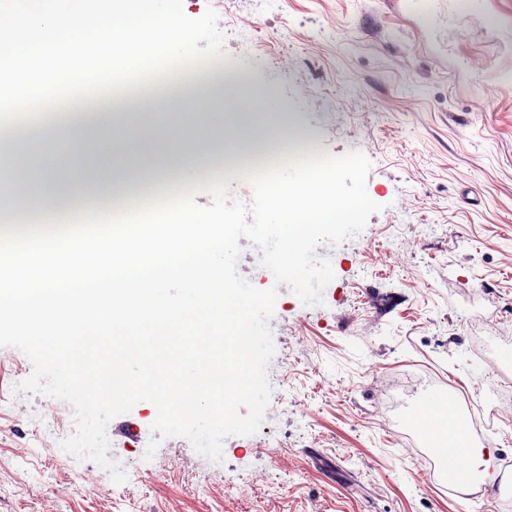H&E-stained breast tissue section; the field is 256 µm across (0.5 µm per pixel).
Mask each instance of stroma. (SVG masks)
<instances>
[{"mask_svg": "<svg viewBox=\"0 0 512 512\" xmlns=\"http://www.w3.org/2000/svg\"><path fill=\"white\" fill-rule=\"evenodd\" d=\"M216 75H244L261 122L286 105L312 153L361 151L364 230L319 245L334 280L304 306L240 239L238 271L278 287L273 388L260 430L223 462L183 438L144 453L157 416L107 426L117 484L60 445L69 403L0 409V512H499L512 485L468 492L420 468L402 434L431 393L484 389L475 352L512 354V0H165ZM250 28L243 48L238 32Z\"/></svg>", "mask_w": 512, "mask_h": 512, "instance_id": "stroma-1", "label": "stroma"}]
</instances>
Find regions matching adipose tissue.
I'll use <instances>...</instances> for the list:
<instances>
[{
  "mask_svg": "<svg viewBox=\"0 0 512 512\" xmlns=\"http://www.w3.org/2000/svg\"><path fill=\"white\" fill-rule=\"evenodd\" d=\"M190 54L164 0H18L0 10V107L39 112L64 105L70 90L101 98L119 73ZM41 138L84 153L98 170L92 194L100 199L131 186L129 167L164 172L199 162L223 129L194 126L187 116L143 132L137 117L107 104L92 121L46 129ZM21 144L9 165L34 190L20 218L26 239H0V324L40 345L63 378L81 374L84 385L72 391L88 404L142 394L166 416L201 410L220 428L258 361L252 323L262 299L224 281L237 235L195 223L175 200L146 220L107 218L88 237L59 232L37 210L60 193L68 172L31 167V141ZM424 426L453 480L469 486L475 469L457 463L465 434L452 403L443 401Z\"/></svg>",
  "mask_w": 512,
  "mask_h": 512,
  "instance_id": "adipose-tissue-1",
  "label": "adipose tissue"
}]
</instances>
